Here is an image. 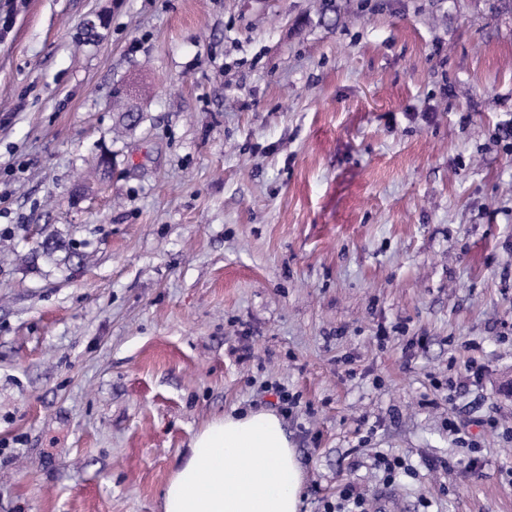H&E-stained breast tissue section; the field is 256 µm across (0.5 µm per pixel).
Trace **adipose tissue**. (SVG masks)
Masks as SVG:
<instances>
[{"instance_id":"obj_1","label":"adipose tissue","mask_w":512,"mask_h":512,"mask_svg":"<svg viewBox=\"0 0 512 512\" xmlns=\"http://www.w3.org/2000/svg\"><path fill=\"white\" fill-rule=\"evenodd\" d=\"M302 470L280 417L250 410L213 421L171 474L162 512H299Z\"/></svg>"}]
</instances>
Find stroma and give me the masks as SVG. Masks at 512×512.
Listing matches in <instances>:
<instances>
[{
	"mask_svg": "<svg viewBox=\"0 0 512 512\" xmlns=\"http://www.w3.org/2000/svg\"><path fill=\"white\" fill-rule=\"evenodd\" d=\"M509 119L512 0H0V512H161L274 383L300 512H512ZM38 247L39 249H35V251H41V255L45 257L51 258L56 252L65 251V258L68 261L73 263L76 259L77 263H80L81 257L77 253L76 247H74L72 243L66 244L65 241L60 238L48 236L40 243Z\"/></svg>",
	"mask_w": 512,
	"mask_h": 512,
	"instance_id": "stroma-1",
	"label": "stroma"
}]
</instances>
